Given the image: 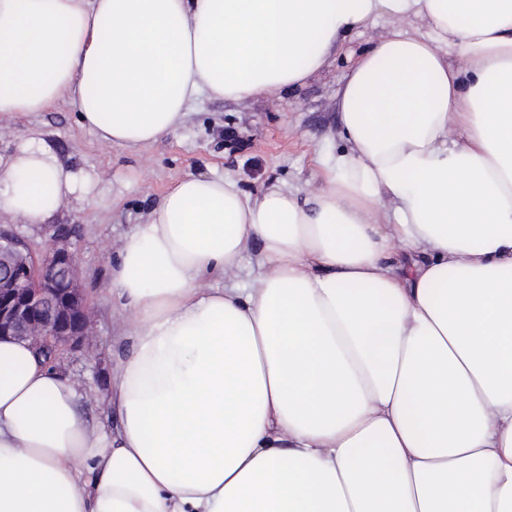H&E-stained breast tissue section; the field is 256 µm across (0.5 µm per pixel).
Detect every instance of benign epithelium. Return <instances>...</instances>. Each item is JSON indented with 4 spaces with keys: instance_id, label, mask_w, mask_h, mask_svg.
Returning <instances> with one entry per match:
<instances>
[{
    "instance_id": "1",
    "label": "benign epithelium",
    "mask_w": 512,
    "mask_h": 512,
    "mask_svg": "<svg viewBox=\"0 0 512 512\" xmlns=\"http://www.w3.org/2000/svg\"><path fill=\"white\" fill-rule=\"evenodd\" d=\"M60 229L39 258L15 233L0 228V338L29 342L53 362L82 345L90 310L67 242Z\"/></svg>"
}]
</instances>
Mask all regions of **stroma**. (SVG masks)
<instances>
[{"mask_svg": "<svg viewBox=\"0 0 512 512\" xmlns=\"http://www.w3.org/2000/svg\"><path fill=\"white\" fill-rule=\"evenodd\" d=\"M378 35L368 29L348 36L329 65L296 91L252 103L202 98L184 125L138 155L99 142L66 101L30 115L0 113L1 154L37 134L60 162L94 182L93 201L69 202L47 225L0 219V227L25 238L39 254L47 250L56 228L69 231L90 307L91 334L82 346L65 351L56 368L86 394L81 406L86 422L104 421L107 379L128 348L116 337L119 310L110 281L123 236L146 219L170 185L189 174L228 176L249 194L272 183L305 187L315 157H335L344 147L336 92L357 53Z\"/></svg>", "mask_w": 512, "mask_h": 512, "instance_id": "obj_1", "label": "stroma"}]
</instances>
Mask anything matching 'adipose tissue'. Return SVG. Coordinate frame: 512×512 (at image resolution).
Listing matches in <instances>:
<instances>
[{
    "mask_svg": "<svg viewBox=\"0 0 512 512\" xmlns=\"http://www.w3.org/2000/svg\"><path fill=\"white\" fill-rule=\"evenodd\" d=\"M381 19L312 184L192 174L122 239L113 429L0 340V512H512V0H0V113L68 99L138 151ZM92 192L43 138L0 154V215Z\"/></svg>",
    "mask_w": 512,
    "mask_h": 512,
    "instance_id": "1",
    "label": "adipose tissue"
}]
</instances>
